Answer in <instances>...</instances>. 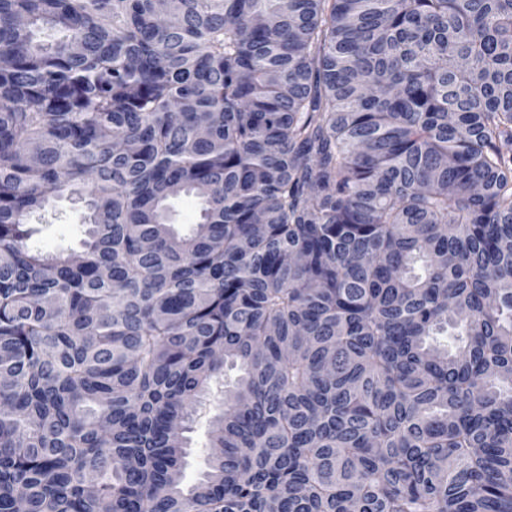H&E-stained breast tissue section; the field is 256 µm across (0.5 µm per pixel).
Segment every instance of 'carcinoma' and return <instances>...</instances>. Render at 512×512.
<instances>
[{
  "instance_id": "obj_1",
  "label": "carcinoma",
  "mask_w": 512,
  "mask_h": 512,
  "mask_svg": "<svg viewBox=\"0 0 512 512\" xmlns=\"http://www.w3.org/2000/svg\"><path fill=\"white\" fill-rule=\"evenodd\" d=\"M168 10L0 0V512H512V0ZM83 216L78 204L66 198L59 199L54 207L30 221L37 229L31 244L48 253L78 248L85 228ZM217 385H213L199 408L193 431L187 434L190 437V448L186 458L185 471L188 478H194L204 468V460L208 452V429L210 418L218 412L222 397Z\"/></svg>"
}]
</instances>
